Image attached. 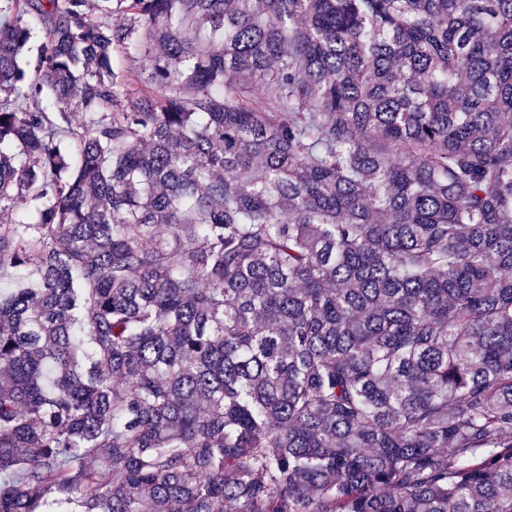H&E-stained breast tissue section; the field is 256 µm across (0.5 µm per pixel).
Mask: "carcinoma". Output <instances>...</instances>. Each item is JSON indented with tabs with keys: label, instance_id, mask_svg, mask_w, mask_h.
Here are the masks:
<instances>
[{
	"label": "carcinoma",
	"instance_id": "carcinoma-1",
	"mask_svg": "<svg viewBox=\"0 0 512 512\" xmlns=\"http://www.w3.org/2000/svg\"><path fill=\"white\" fill-rule=\"evenodd\" d=\"M5 2L0 512H512V0Z\"/></svg>",
	"mask_w": 512,
	"mask_h": 512
}]
</instances>
